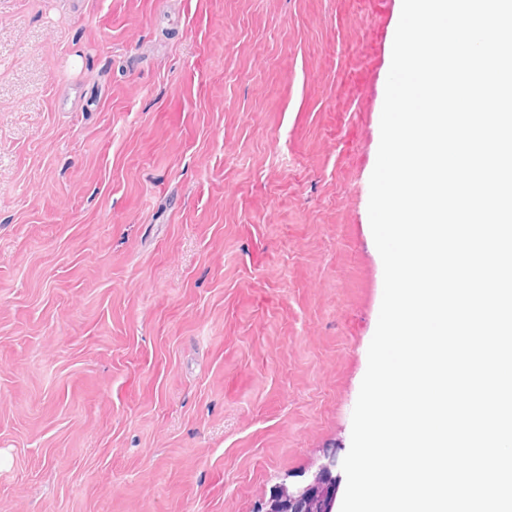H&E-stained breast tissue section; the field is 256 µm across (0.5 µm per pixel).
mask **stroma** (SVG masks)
I'll return each mask as SVG.
<instances>
[{
	"mask_svg": "<svg viewBox=\"0 0 512 512\" xmlns=\"http://www.w3.org/2000/svg\"><path fill=\"white\" fill-rule=\"evenodd\" d=\"M401 9L0 0V512H260L345 458Z\"/></svg>",
	"mask_w": 512,
	"mask_h": 512,
	"instance_id": "stroma-1",
	"label": "stroma"
}]
</instances>
